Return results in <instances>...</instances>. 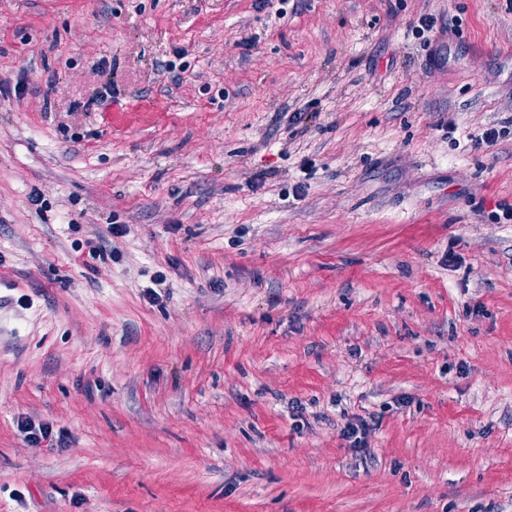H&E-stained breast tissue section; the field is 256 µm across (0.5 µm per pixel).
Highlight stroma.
Here are the masks:
<instances>
[{"label": "stroma", "mask_w": 512, "mask_h": 512, "mask_svg": "<svg viewBox=\"0 0 512 512\" xmlns=\"http://www.w3.org/2000/svg\"><path fill=\"white\" fill-rule=\"evenodd\" d=\"M257 3L0 0V512H512V0ZM377 426L376 419L370 418V421L364 418H358L355 421H349L343 430V436L349 442L350 448L356 451L367 450L368 435Z\"/></svg>", "instance_id": "stroma-1"}]
</instances>
